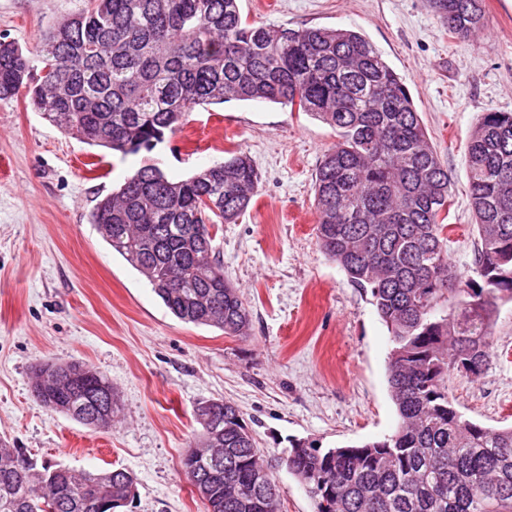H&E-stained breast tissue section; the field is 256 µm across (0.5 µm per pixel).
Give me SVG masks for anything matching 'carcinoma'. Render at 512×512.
I'll return each instance as SVG.
<instances>
[{
    "instance_id": "obj_1",
    "label": "carcinoma",
    "mask_w": 512,
    "mask_h": 512,
    "mask_svg": "<svg viewBox=\"0 0 512 512\" xmlns=\"http://www.w3.org/2000/svg\"><path fill=\"white\" fill-rule=\"evenodd\" d=\"M37 39L32 58L0 38V100L27 89L59 130L124 155L151 152L199 107L265 101L336 131L313 184L322 251L370 292L392 348L394 431L321 450L299 442L285 464L317 512H512V427L489 429L454 406L448 377L479 376L494 355L491 324L512 301V112L481 114L466 143L477 277L448 252L446 169L403 79L364 35L243 19L240 0H85ZM462 38L485 27L484 0H429ZM260 175L238 151L186 179L155 163L128 175L90 214L98 234L142 274L179 320L247 333L249 303L224 279L215 226L246 212ZM56 377L42 380L44 370ZM112 383L79 363L35 369L52 411L108 430L119 412L97 395ZM183 459L217 512H283L281 492L237 408L209 399ZM224 457L222 467L212 456ZM124 468L43 465L0 440V512H112L135 491Z\"/></svg>"
}]
</instances>
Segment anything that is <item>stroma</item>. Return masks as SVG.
Instances as JSON below:
<instances>
[{"label": "stroma", "mask_w": 512, "mask_h": 512, "mask_svg": "<svg viewBox=\"0 0 512 512\" xmlns=\"http://www.w3.org/2000/svg\"><path fill=\"white\" fill-rule=\"evenodd\" d=\"M480 40L451 38L428 0H242L248 20L365 35L408 86L452 183L448 250L473 273L467 138L482 112H512V0H484ZM82 0H0V36L33 49ZM336 142L321 121L279 104L231 101L191 112L154 151L122 155L61 133L26 94L0 100V439L37 464L123 468L137 495L123 512H207L182 460L200 401L233 403L281 488L284 512L315 504L280 456L291 440L321 449L390 434L389 333L315 235L312 183ZM246 152L262 182L214 244L247 299V336L176 319L89 216L143 162L172 178ZM496 355L478 378L454 376L456 408L512 425V303L491 327ZM86 363L111 381L120 413L92 430L32 394L41 362Z\"/></svg>", "instance_id": "obj_1"}]
</instances>
